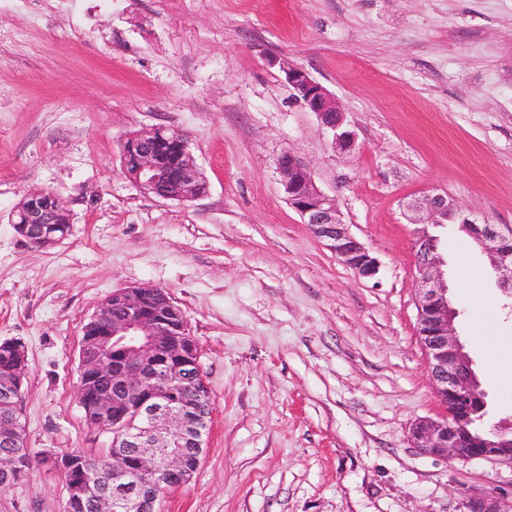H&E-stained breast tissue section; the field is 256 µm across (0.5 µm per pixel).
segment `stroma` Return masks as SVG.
I'll return each instance as SVG.
<instances>
[{
  "instance_id": "35a3bbf8",
  "label": "stroma",
  "mask_w": 512,
  "mask_h": 512,
  "mask_svg": "<svg viewBox=\"0 0 512 512\" xmlns=\"http://www.w3.org/2000/svg\"><path fill=\"white\" fill-rule=\"evenodd\" d=\"M283 61L339 100L350 152L293 99ZM153 126L185 135L206 197L163 200L124 177L123 138ZM286 150L377 259L374 278L289 205ZM41 188L73 230L35 249L9 215ZM434 192L512 228V0H113L108 17L94 0H0V341L27 351L28 448H109L78 403L83 327L112 292L150 285L182 309L212 407L199 466L161 512H462L466 496L512 493V468L409 441L441 408L403 203ZM440 254L485 421L510 427L512 395L478 338L512 364V295L455 227ZM484 298L496 314L482 330ZM65 500L60 473L37 464L0 489V512Z\"/></svg>"
}]
</instances>
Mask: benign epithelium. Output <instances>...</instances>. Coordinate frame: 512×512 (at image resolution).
Returning <instances> with one entry per match:
<instances>
[{
	"instance_id": "obj_1",
	"label": "benign epithelium",
	"mask_w": 512,
	"mask_h": 512,
	"mask_svg": "<svg viewBox=\"0 0 512 512\" xmlns=\"http://www.w3.org/2000/svg\"><path fill=\"white\" fill-rule=\"evenodd\" d=\"M281 71L292 97L317 115L321 127L332 133L336 149L352 150L354 134L346 128L338 99L302 68L283 65ZM122 169L141 192L161 199L192 202L207 193L188 141L175 129L153 127L129 134L122 143ZM277 169L289 204L312 233L360 276H375L376 258L350 233L336 200L321 191L310 169L290 151L279 156ZM171 181L178 185L172 195L163 192ZM407 209L426 214L413 220L416 332L434 397L442 408L437 418L417 420L410 440L431 456L512 466L511 430L499 428L485 435L470 430L472 404L485 400V392L454 332L458 311L448 298L440 238L432 232L460 225L490 255L498 283L507 288L512 285V229L502 232L479 223L441 193L411 202ZM9 222L26 243L48 248L70 235L72 218L53 192L41 190L26 194ZM3 345L13 352L0 381L14 390V398L0 403L10 410V417L0 421V441L12 446L0 457V479L7 482L29 459V448L18 431L28 361L22 343L6 340ZM79 358V404L85 405L90 424L112 432V481L105 486H94L85 478L70 481L66 509L71 512L90 501L95 512H157L159 494L184 484L197 469L208 435L209 389L183 311L163 288L114 292L85 324ZM105 379L110 380L109 387H95L94 382ZM42 460L60 473L82 466L57 453H45ZM464 507L465 512H512V498L470 496Z\"/></svg>"
}]
</instances>
